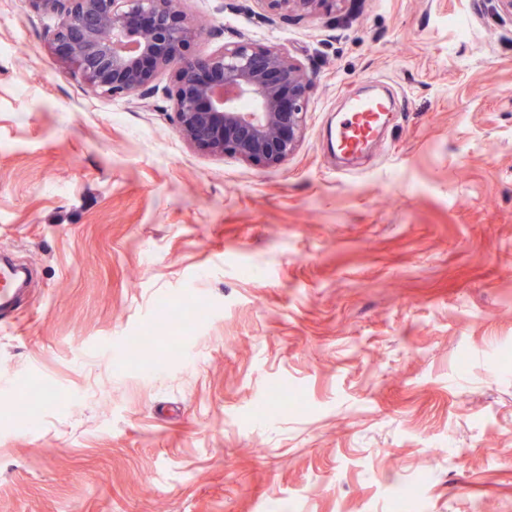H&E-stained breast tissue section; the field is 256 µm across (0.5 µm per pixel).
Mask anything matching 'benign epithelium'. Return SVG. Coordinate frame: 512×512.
I'll return each mask as SVG.
<instances>
[{"label":"benign epithelium","instance_id":"7a95c632","mask_svg":"<svg viewBox=\"0 0 512 512\" xmlns=\"http://www.w3.org/2000/svg\"><path fill=\"white\" fill-rule=\"evenodd\" d=\"M60 23L52 54L90 95L142 98L156 71L171 75L172 119L191 146L277 167L296 150L312 81L283 48L252 40L188 55L201 36L180 0H28ZM271 14L315 15L337 0H255Z\"/></svg>","mask_w":512,"mask_h":512}]
</instances>
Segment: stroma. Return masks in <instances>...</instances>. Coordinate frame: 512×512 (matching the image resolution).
Listing matches in <instances>:
<instances>
[{"label":"stroma","mask_w":512,"mask_h":512,"mask_svg":"<svg viewBox=\"0 0 512 512\" xmlns=\"http://www.w3.org/2000/svg\"><path fill=\"white\" fill-rule=\"evenodd\" d=\"M182 7L189 53L268 41L312 79L282 165L189 147L168 73L87 94L57 15L0 0V258L27 272L0 328V512H512V19ZM386 90L342 161L347 99ZM185 289L208 314L135 352ZM277 384L296 405L256 415Z\"/></svg>","instance_id":"obj_1"}]
</instances>
